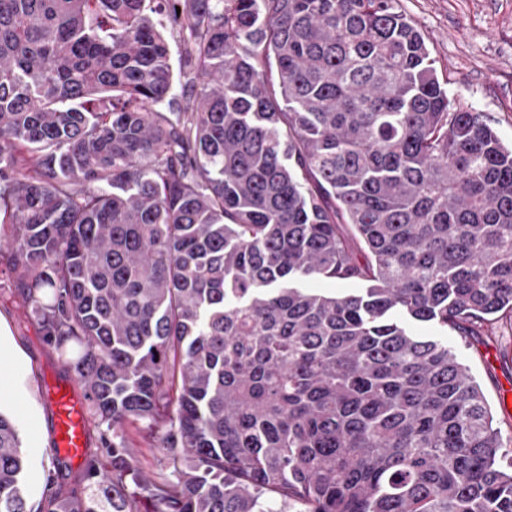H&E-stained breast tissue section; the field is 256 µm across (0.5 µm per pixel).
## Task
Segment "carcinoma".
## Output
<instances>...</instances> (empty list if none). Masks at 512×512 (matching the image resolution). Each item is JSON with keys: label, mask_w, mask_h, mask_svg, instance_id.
Listing matches in <instances>:
<instances>
[{"label": "carcinoma", "mask_w": 512, "mask_h": 512, "mask_svg": "<svg viewBox=\"0 0 512 512\" xmlns=\"http://www.w3.org/2000/svg\"><path fill=\"white\" fill-rule=\"evenodd\" d=\"M2 226L30 314L84 351L112 499L58 461L28 508L0 412V512H512L483 391L391 319L512 318V147L395 0H0ZM125 436L135 448L137 457L143 464L146 472L158 473L165 464V451L157 436L149 435L143 426L136 422L125 428Z\"/></svg>", "instance_id": "cac0c4a2"}]
</instances>
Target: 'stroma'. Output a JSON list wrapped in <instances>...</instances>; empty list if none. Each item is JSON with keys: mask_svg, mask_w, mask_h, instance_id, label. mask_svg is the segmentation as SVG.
Segmentation results:
<instances>
[{"mask_svg": "<svg viewBox=\"0 0 512 512\" xmlns=\"http://www.w3.org/2000/svg\"><path fill=\"white\" fill-rule=\"evenodd\" d=\"M422 32L438 71L448 78L452 104L490 119L499 139L512 144V0H398ZM17 275L0 263V412L17 424L26 455L29 507L51 492V456L34 451L31 425L45 421V375H73L48 345L16 287ZM418 336L447 344L481 387L512 462V321L483 326L480 334L408 321Z\"/></svg>", "mask_w": 512, "mask_h": 512, "instance_id": "obj_1", "label": "stroma"}]
</instances>
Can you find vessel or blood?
I'll list each match as a JSON object with an SVG mask.
<instances>
[{
  "instance_id": "obj_1",
  "label": "vessel or blood",
  "mask_w": 512,
  "mask_h": 512,
  "mask_svg": "<svg viewBox=\"0 0 512 512\" xmlns=\"http://www.w3.org/2000/svg\"><path fill=\"white\" fill-rule=\"evenodd\" d=\"M43 396L50 408L54 458L74 468L82 467L87 461L90 432L86 399L71 382L55 377L45 379Z\"/></svg>"
}]
</instances>
